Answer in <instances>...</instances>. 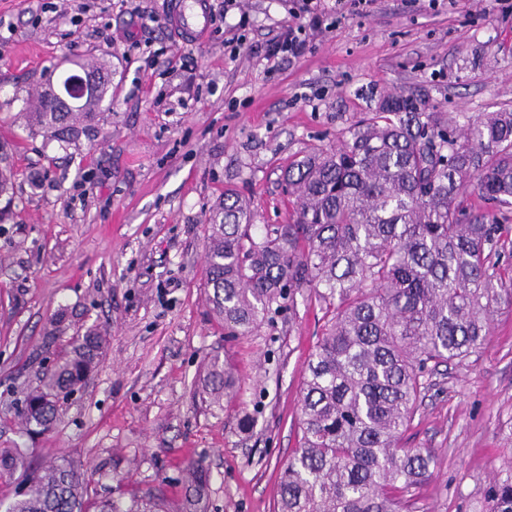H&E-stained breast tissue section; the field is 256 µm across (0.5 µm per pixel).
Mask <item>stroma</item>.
<instances>
[{
	"label": "stroma",
	"instance_id": "35a3bbf8",
	"mask_svg": "<svg viewBox=\"0 0 512 512\" xmlns=\"http://www.w3.org/2000/svg\"><path fill=\"white\" fill-rule=\"evenodd\" d=\"M56 2L0 0V141L18 172L12 201L0 198V438L38 461L73 459L101 490L127 476L149 488L192 458L210 475L207 512H274L326 319L301 299L253 335H225L206 300L209 218L230 189L255 224L286 223L284 169L387 95L422 96L447 116L512 106V9L375 0L326 14L304 57L267 60L253 46L292 22L298 0H244L214 14L197 46L132 20L135 0H96L73 18ZM240 22L237 51L228 38ZM104 27L124 43L92 38ZM89 58L111 73L94 139L64 147L16 121ZM177 58L184 67L170 72ZM61 310L72 330H105V353L53 429L28 437L21 401L67 342L44 338ZM215 355L238 391L208 404L200 379ZM407 445L437 460L411 512H490L487 485L512 461V304L501 303L484 348L433 374Z\"/></svg>",
	"mask_w": 512,
	"mask_h": 512
}]
</instances>
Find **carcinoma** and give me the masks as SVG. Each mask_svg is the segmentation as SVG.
I'll return each mask as SVG.
<instances>
[{
  "mask_svg": "<svg viewBox=\"0 0 512 512\" xmlns=\"http://www.w3.org/2000/svg\"><path fill=\"white\" fill-rule=\"evenodd\" d=\"M109 80L75 106L40 96L27 125L60 143L93 130ZM16 172L0 155V197ZM294 198L286 224L254 234L250 202L224 193L207 224L209 303L229 336L252 334L297 297L327 321L304 377L301 439L288 459L276 512H406V494L433 475L428 448L405 433L436 367L483 348L491 318L512 300V110L464 121L427 111L425 99L393 94L354 117L347 135L315 147L284 171ZM486 207L468 204L467 187ZM104 336L75 333L55 369L23 400L26 429L48 430L60 400L96 366ZM226 363L209 360L202 393H234ZM27 483L4 512H205L208 474L190 460L169 482L90 502L91 483L72 460L33 465L27 450L0 446V484ZM493 512H512V466L487 489Z\"/></svg>",
  "mask_w": 512,
  "mask_h": 512,
  "instance_id": "1",
  "label": "carcinoma"
}]
</instances>
